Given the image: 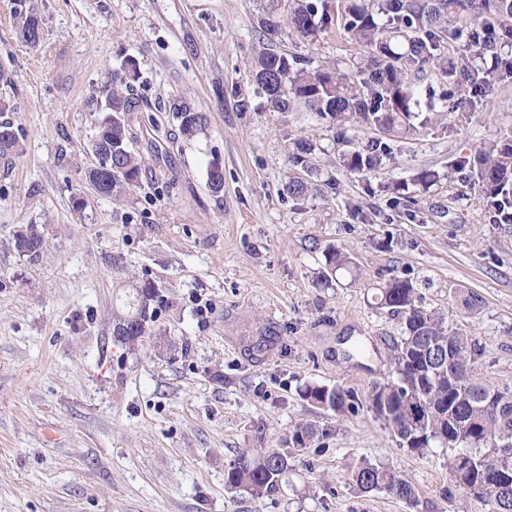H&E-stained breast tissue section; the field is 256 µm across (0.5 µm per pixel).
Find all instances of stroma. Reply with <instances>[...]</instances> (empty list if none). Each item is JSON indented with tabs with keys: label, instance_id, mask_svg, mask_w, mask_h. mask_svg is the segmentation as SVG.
<instances>
[{
	"label": "stroma",
	"instance_id": "1",
	"mask_svg": "<svg viewBox=\"0 0 512 512\" xmlns=\"http://www.w3.org/2000/svg\"><path fill=\"white\" fill-rule=\"evenodd\" d=\"M38 49L20 43L13 0H0V112L23 145L0 159V512H478L448 480V449L417 455L368 407L394 371L398 323L374 290L416 280L426 302L477 337L487 380L512 387V229L490 223L460 157L512 135V83L478 104L428 70L427 125L392 142V158L363 176L340 166L335 131L308 112H269L254 97L256 23L271 0H36ZM278 50L353 69L363 49L332 27ZM138 64L129 91L154 104L207 112L195 140L154 154V124L130 116L144 166L125 198L82 180L89 138L112 73ZM250 97L251 109L237 103ZM312 143L311 169L292 161ZM218 162L224 190L212 194ZM452 172L443 189L413 183ZM311 177L320 194L283 195ZM407 189L391 193L394 184ZM86 207L75 211L73 198ZM44 240L38 261L12 246L21 227ZM349 249L355 274L324 281L323 251ZM150 280L164 305L136 350L113 328L131 283ZM478 296L466 314L463 295ZM350 391L358 413L304 400L307 384ZM316 431L280 489L228 492L225 474L249 448H284L295 425ZM363 461L412 483L418 507L351 481Z\"/></svg>",
	"mask_w": 512,
	"mask_h": 512
}]
</instances>
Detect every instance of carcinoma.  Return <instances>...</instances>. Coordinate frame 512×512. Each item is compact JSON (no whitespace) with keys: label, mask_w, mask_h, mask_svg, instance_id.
<instances>
[{"label":"carcinoma","mask_w":512,"mask_h":512,"mask_svg":"<svg viewBox=\"0 0 512 512\" xmlns=\"http://www.w3.org/2000/svg\"><path fill=\"white\" fill-rule=\"evenodd\" d=\"M16 38L30 47L41 41L42 19L34 0H15ZM498 25L512 38V0H288V11L269 12L258 21L254 53V94L270 112H292L302 106L337 130L336 141L350 142L348 131L357 125L374 127L390 140L408 139L421 133L425 123L411 122L418 105L415 87L408 76L434 66L448 78L469 86L490 88L489 71L476 60H497L495 77L512 76V54L503 52L502 41L485 35ZM340 26L360 44L366 55L347 73L334 65L312 66L300 56L277 50L283 32L308 40L321 29ZM446 41L459 43L451 57L442 51ZM138 75L137 63L128 59L114 74L100 113H112L111 121L97 120L89 152L106 172L87 168L86 182L97 195L119 201L138 185L142 158L131 147L130 114L135 102L122 89L126 79ZM183 139L191 140L208 124L206 113L182 103L174 107ZM21 153L19 139L8 124L0 125V158ZM392 157L387 144L366 143L340 155L352 172H370ZM458 165L469 172L485 213L493 223H509L512 210V139L493 141L462 157ZM443 177L424 171L416 179L422 191L441 187ZM210 191L224 188V172L216 164L207 171ZM283 193L305 200L317 193L316 185L303 179L285 183ZM43 241L35 234H16V251L34 261ZM349 253L326 251L329 275L351 268ZM163 303L152 283L132 285L128 311L118 319L113 332L121 343H135L149 335L151 304ZM375 304L398 319L401 336L396 342L391 379L373 386L368 397L370 411L383 419L397 438L399 447L423 454L433 446L452 451L448 457V479L485 512H512V445L490 446L512 441V387H499L489 398V383L481 373L484 347L473 336L448 324L446 314L427 306L416 282L393 278L378 288ZM448 345L449 378H434L418 351L422 345ZM455 381L448 387V379ZM301 396L336 414L354 412L355 397L341 388L306 385ZM315 437L312 427H294L290 448H256L245 451L230 466L226 485L231 492L245 491L260 498L277 492L292 470V453L306 449ZM353 483L364 493L385 491L411 506L419 503L415 487L384 464L361 463L352 472Z\"/></svg>","instance_id":"carcinoma-1"}]
</instances>
